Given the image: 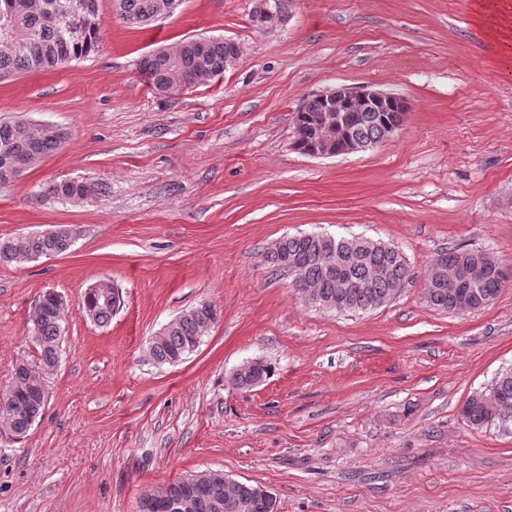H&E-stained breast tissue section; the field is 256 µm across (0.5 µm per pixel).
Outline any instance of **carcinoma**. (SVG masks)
<instances>
[{"mask_svg": "<svg viewBox=\"0 0 512 512\" xmlns=\"http://www.w3.org/2000/svg\"><path fill=\"white\" fill-rule=\"evenodd\" d=\"M119 19L127 24L143 25L156 18L159 0H115ZM64 0H0V24H8V33L0 31V78L28 72L55 70L64 64L88 58L99 50L101 28L91 26L65 36L57 17ZM180 53L171 60L157 51L140 61V74L151 88L161 94H175L183 85L197 87L224 74V59L229 52L220 37H192L179 41ZM318 100L308 111L295 113V124L305 128V138L294 143L302 153L318 146L315 119L322 112ZM390 112H359L347 132L353 140L375 142L382 128L391 120ZM62 144L61 133H50L39 124L16 118L0 121V154L10 158H28L38 162ZM107 192L101 182L65 179L52 184L48 194L85 201ZM69 249L61 237L31 236L10 249L0 240V262H18L34 254H63ZM448 264L442 268L429 265L423 282V296L429 306L448 312L484 308L499 294L503 282L492 273L477 284L457 294L449 288L455 267L474 257H489L482 249L465 246L443 250ZM267 261L282 271H294L297 281L293 291H309L312 305L336 312H358L379 308L392 301L411 277L404 253L397 247L363 236L334 237L322 233L284 236L266 255ZM365 283V288H344L342 282ZM101 289L89 288L83 296L82 315L99 327L112 320L114 309L103 304ZM219 313L212 305L198 304L170 321L164 333L149 341L147 353L159 365L178 364L199 347L202 338L217 322ZM63 310L49 291L40 295L32 316L30 337L38 354L37 361L17 364L9 392L0 397V411L12 406L9 416L0 421V432L24 437L33 420L42 415L46 393L39 373L58 364V341L62 332ZM270 363L261 360L246 373L232 375L233 384L248 390L271 375ZM487 390L495 392L499 413L491 415L483 391L472 394L463 404L461 415L468 425L507 429L512 425V368L500 371ZM171 498L156 501L144 494L139 512H173L172 502L190 498L194 512H276L277 499L260 492V485H224L223 476L205 470L170 483Z\"/></svg>", "mask_w": 512, "mask_h": 512, "instance_id": "obj_1", "label": "carcinoma"}]
</instances>
